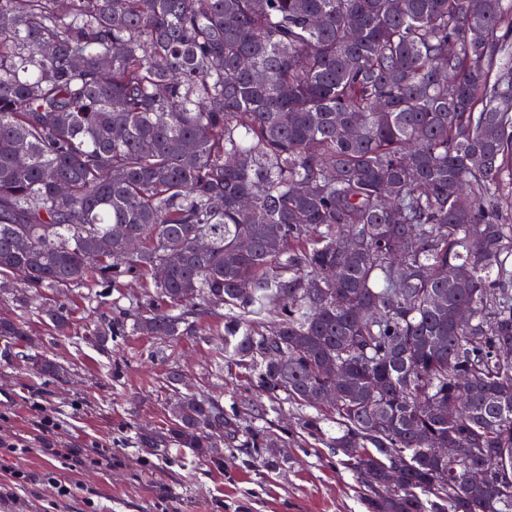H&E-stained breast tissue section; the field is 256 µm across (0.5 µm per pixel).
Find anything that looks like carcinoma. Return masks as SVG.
Wrapping results in <instances>:
<instances>
[{
	"mask_svg": "<svg viewBox=\"0 0 512 512\" xmlns=\"http://www.w3.org/2000/svg\"><path fill=\"white\" fill-rule=\"evenodd\" d=\"M509 209L512 0H0L9 301L66 336L80 291L98 314L74 344L106 359L203 337L218 373L301 410L366 512H512ZM0 337L26 321L0 314ZM165 384L141 444L220 460L237 418L179 369Z\"/></svg>",
	"mask_w": 512,
	"mask_h": 512,
	"instance_id": "cac0c4a2",
	"label": "carcinoma"
}]
</instances>
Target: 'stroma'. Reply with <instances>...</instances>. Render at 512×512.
I'll use <instances>...</instances> for the list:
<instances>
[{"mask_svg": "<svg viewBox=\"0 0 512 512\" xmlns=\"http://www.w3.org/2000/svg\"><path fill=\"white\" fill-rule=\"evenodd\" d=\"M32 348L57 355L71 367L69 382L34 377L0 355V428L28 439L24 453L0 451V483L15 471L31 474L14 498L0 501V512H365L358 484L338 465L332 449L298 434L299 411L283 405L263 417L267 398L225 365L221 377L210 367L218 354L206 343L187 338L173 346L149 336H125L112 344L118 376L105 375L100 355L76 349L53 335L39 318L27 315ZM180 366L190 387L220 394L227 413L237 414L241 440L268 429L276 443L248 456L238 443L224 446V459L185 465L176 448H144L139 436L164 428L170 395L164 384L169 367ZM57 417L61 426L50 440L60 448L99 443L110 448L111 464L63 465L38 451L36 407ZM68 482L69 498H58L50 477Z\"/></svg>", "mask_w": 512, "mask_h": 512, "instance_id": "obj_1", "label": "stroma"}]
</instances>
